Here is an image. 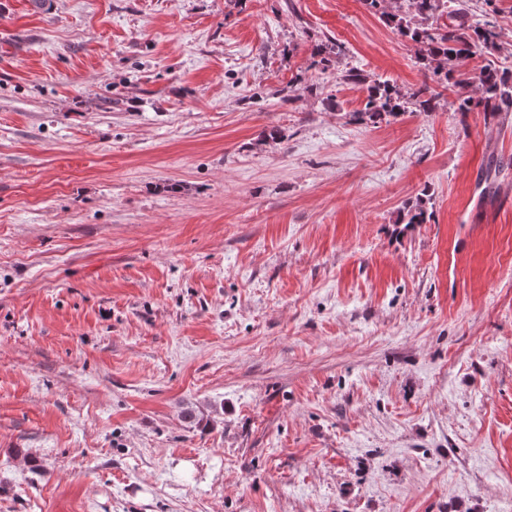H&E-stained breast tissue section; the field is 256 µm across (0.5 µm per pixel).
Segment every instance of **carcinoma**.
Segmentation results:
<instances>
[{"label": "carcinoma", "mask_w": 512, "mask_h": 512, "mask_svg": "<svg viewBox=\"0 0 512 512\" xmlns=\"http://www.w3.org/2000/svg\"><path fill=\"white\" fill-rule=\"evenodd\" d=\"M368 8L379 14L393 32L422 47L424 58L434 64L436 84L424 83L403 94L389 80L373 79L363 70L351 67L336 74L338 84L366 87L367 95L360 109L346 112L350 122L376 128L406 112H432L442 91L453 87L456 111L479 110L484 117L494 118L502 112H512V72L485 67L478 77L480 96L474 97L469 83L457 76L464 59L478 54L491 55L498 50L499 34L489 22L472 21L464 3L448 11L447 0H396V7L387 10L386 0H364ZM447 16L450 23L439 25ZM431 212L419 201L400 214L401 224H427Z\"/></svg>", "instance_id": "carcinoma-1"}]
</instances>
